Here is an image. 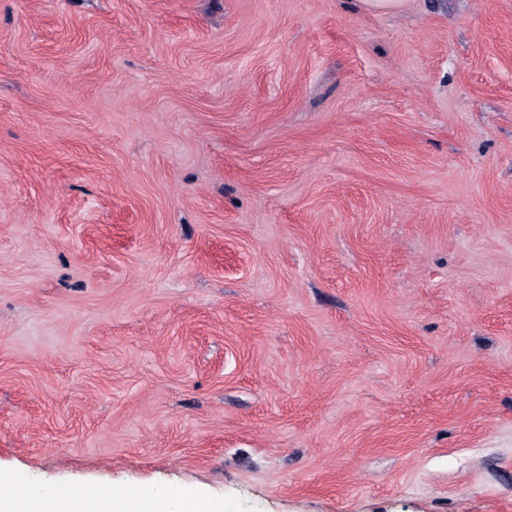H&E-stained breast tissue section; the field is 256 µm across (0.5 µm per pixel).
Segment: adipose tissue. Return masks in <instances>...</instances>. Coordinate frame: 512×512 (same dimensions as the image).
Returning a JSON list of instances; mask_svg holds the SVG:
<instances>
[{"instance_id": "obj_1", "label": "adipose tissue", "mask_w": 512, "mask_h": 512, "mask_svg": "<svg viewBox=\"0 0 512 512\" xmlns=\"http://www.w3.org/2000/svg\"><path fill=\"white\" fill-rule=\"evenodd\" d=\"M172 501L179 503L180 512H212L195 494L177 488L165 495L148 488L116 490L107 495L88 486L64 502L50 494H33L18 482L0 478V512H164Z\"/></svg>"}]
</instances>
